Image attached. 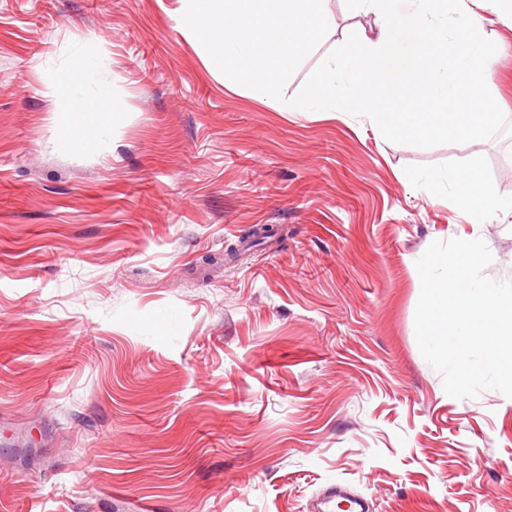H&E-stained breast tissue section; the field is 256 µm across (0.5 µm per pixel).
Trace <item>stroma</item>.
I'll return each mask as SVG.
<instances>
[{
    "instance_id": "35a3bbf8",
    "label": "stroma",
    "mask_w": 512,
    "mask_h": 512,
    "mask_svg": "<svg viewBox=\"0 0 512 512\" xmlns=\"http://www.w3.org/2000/svg\"><path fill=\"white\" fill-rule=\"evenodd\" d=\"M176 8L0 0V512H314L331 482L369 512H512V398L447 395L414 326L432 242L482 239L512 280V214L421 184L511 200L512 133L418 148L274 111ZM78 43L112 78L99 155L58 146L45 89ZM424 187L441 192L450 188L456 193V200L469 215L484 221L497 216L498 213H512V201L496 199L473 171L468 177H461L458 170L446 169L425 178Z\"/></svg>"
}]
</instances>
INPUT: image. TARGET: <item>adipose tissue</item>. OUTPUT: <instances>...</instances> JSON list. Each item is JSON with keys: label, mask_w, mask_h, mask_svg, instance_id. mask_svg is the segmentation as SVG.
Listing matches in <instances>:
<instances>
[{"label": "adipose tissue", "mask_w": 512, "mask_h": 512, "mask_svg": "<svg viewBox=\"0 0 512 512\" xmlns=\"http://www.w3.org/2000/svg\"><path fill=\"white\" fill-rule=\"evenodd\" d=\"M46 89L74 117L80 118L89 112L96 115L90 136H83L73 127L63 131L60 135L63 148L86 149L111 136L114 101L106 93L107 79L96 53L81 45L74 46L71 66L55 73L47 81ZM424 185L440 191H454L462 209L477 218L486 220L501 213H512V201L496 199L474 173L463 177L457 170L446 169L425 178Z\"/></svg>", "instance_id": "ef3b65f1"}]
</instances>
